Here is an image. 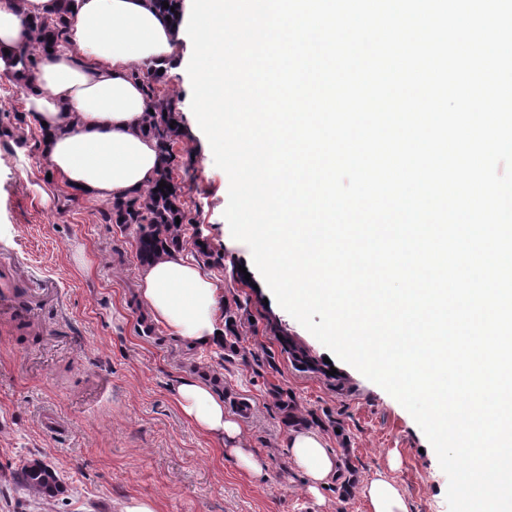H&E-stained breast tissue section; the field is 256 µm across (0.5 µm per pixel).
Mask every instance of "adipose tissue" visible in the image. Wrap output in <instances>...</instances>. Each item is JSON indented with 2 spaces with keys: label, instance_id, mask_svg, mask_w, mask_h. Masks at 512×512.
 I'll return each mask as SVG.
<instances>
[{
  "label": "adipose tissue",
  "instance_id": "ef3b65f1",
  "mask_svg": "<svg viewBox=\"0 0 512 512\" xmlns=\"http://www.w3.org/2000/svg\"><path fill=\"white\" fill-rule=\"evenodd\" d=\"M59 14L73 52L48 37L49 53L30 70L24 56L32 21ZM179 39L155 0H0V73L26 90L25 109L42 127L43 152L71 196L123 201L155 182L165 155L148 130L153 105L133 71H181ZM141 280L144 304L171 336L201 349L223 343L224 295L196 263L170 248L143 265ZM175 392L188 420L223 440L227 457L256 481L268 479L265 457L242 446V428L221 394L193 376L179 378ZM287 448L312 496L340 482L341 461L317 430L292 429ZM360 494L368 512H409L402 488L384 474L365 481Z\"/></svg>",
  "mask_w": 512,
  "mask_h": 512
}]
</instances>
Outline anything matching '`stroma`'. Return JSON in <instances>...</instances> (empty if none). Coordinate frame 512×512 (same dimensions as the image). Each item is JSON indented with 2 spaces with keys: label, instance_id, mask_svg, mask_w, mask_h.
<instances>
[{
  "label": "stroma",
  "instance_id": "obj_1",
  "mask_svg": "<svg viewBox=\"0 0 512 512\" xmlns=\"http://www.w3.org/2000/svg\"><path fill=\"white\" fill-rule=\"evenodd\" d=\"M147 97L168 101L182 128L168 168L180 189L184 254L204 243L224 292V342L199 349L156 329L138 294L134 230L111 203L76 199L50 175L23 92L0 75V240L16 250L22 285L49 282L37 334L0 322V512H120L137 498L155 512H366L361 482L391 470L410 512H448V479L410 413L284 311L223 213L229 179L191 110L188 74L139 71ZM309 363L294 361L293 351ZM207 376L240 416L247 447L269 464L257 482L183 416L178 377ZM308 425L339 453L344 482L315 506L290 468L286 435ZM41 460L58 476L36 496L21 471Z\"/></svg>",
  "mask_w": 512,
  "mask_h": 512
}]
</instances>
